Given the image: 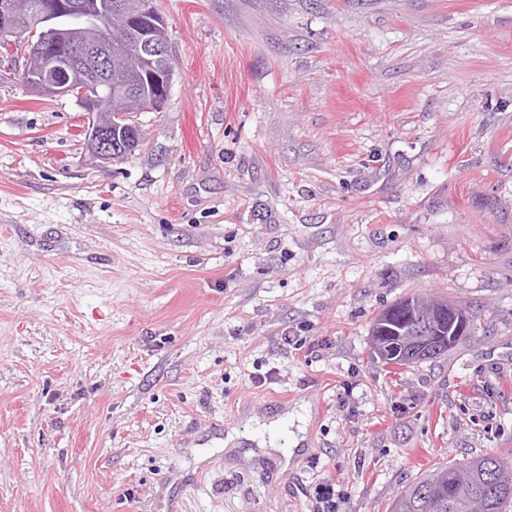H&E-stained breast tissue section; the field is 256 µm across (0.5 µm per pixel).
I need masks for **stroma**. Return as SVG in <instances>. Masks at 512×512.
<instances>
[{
  "label": "stroma",
  "mask_w": 512,
  "mask_h": 512,
  "mask_svg": "<svg viewBox=\"0 0 512 512\" xmlns=\"http://www.w3.org/2000/svg\"><path fill=\"white\" fill-rule=\"evenodd\" d=\"M155 3L122 160L0 64V512H390L512 455V0ZM425 294L474 331L392 373L372 322ZM142 14L148 15L151 20H148L149 28H136L137 31L130 29L126 30L125 39L134 42L137 47L139 56L148 63L143 71L137 69L135 72L129 74L127 80L117 86V90L127 95H134L144 98L149 110L158 111L163 106L164 101L168 97L171 79L173 77V69H165L162 73L156 71L155 62L170 55L169 49L166 45L158 44L154 38L152 31L155 27H160V24H165V20L159 14H156L148 3H145V8ZM138 10L133 9L131 5L126 11V15L117 19V22L124 28L129 25L130 19L142 15ZM122 22V23H121ZM150 77L155 81V94L151 97L143 96V84ZM141 93V94H140Z\"/></svg>",
  "instance_id": "obj_1"
}]
</instances>
